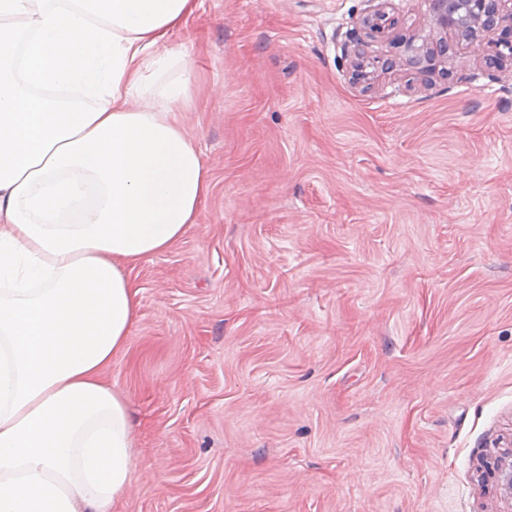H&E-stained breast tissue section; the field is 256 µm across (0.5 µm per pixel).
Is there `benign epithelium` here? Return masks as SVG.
<instances>
[{
    "label": "benign epithelium",
    "mask_w": 512,
    "mask_h": 512,
    "mask_svg": "<svg viewBox=\"0 0 512 512\" xmlns=\"http://www.w3.org/2000/svg\"><path fill=\"white\" fill-rule=\"evenodd\" d=\"M423 28L428 34L405 43V65L428 79L446 73L448 51L458 42L488 67L502 69L512 63V0H426ZM398 25L392 0H375L373 8L358 21V29L344 44L354 80L370 86L393 71L395 63H380L366 55L368 41L390 36ZM502 31L496 40L494 31ZM502 509L512 512V449L496 466Z\"/></svg>",
    "instance_id": "obj_1"
}]
</instances>
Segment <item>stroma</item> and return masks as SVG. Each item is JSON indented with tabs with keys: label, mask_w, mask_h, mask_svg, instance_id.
<instances>
[{
	"label": "stroma",
	"mask_w": 512,
	"mask_h": 512,
	"mask_svg": "<svg viewBox=\"0 0 512 512\" xmlns=\"http://www.w3.org/2000/svg\"><path fill=\"white\" fill-rule=\"evenodd\" d=\"M368 0H203L180 114L210 192L128 268L103 378L136 423L116 512H498L512 440V69L370 90Z\"/></svg>",
	"instance_id": "obj_1"
}]
</instances>
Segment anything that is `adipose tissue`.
<instances>
[{
  "mask_svg": "<svg viewBox=\"0 0 512 512\" xmlns=\"http://www.w3.org/2000/svg\"><path fill=\"white\" fill-rule=\"evenodd\" d=\"M202 0H0V512H112L133 423L102 373L139 310L126 270L193 224L210 183L178 118ZM183 77L136 100L151 68Z\"/></svg>",
  "mask_w": 512,
  "mask_h": 512,
  "instance_id": "ef3b65f1",
  "label": "adipose tissue"
}]
</instances>
